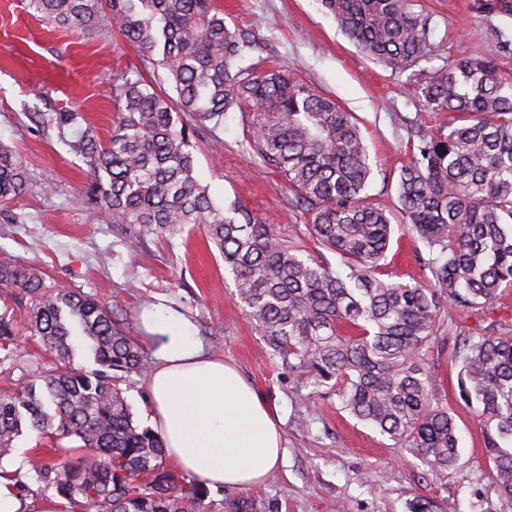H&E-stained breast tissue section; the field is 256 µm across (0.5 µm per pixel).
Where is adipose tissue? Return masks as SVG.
I'll list each match as a JSON object with an SVG mask.
<instances>
[{"instance_id":"obj_1","label":"adipose tissue","mask_w":512,"mask_h":512,"mask_svg":"<svg viewBox=\"0 0 512 512\" xmlns=\"http://www.w3.org/2000/svg\"><path fill=\"white\" fill-rule=\"evenodd\" d=\"M143 342L157 365L152 422L169 458L212 488H253L283 463L281 419L239 371L189 336L174 310H145Z\"/></svg>"}]
</instances>
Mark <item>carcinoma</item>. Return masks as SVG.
<instances>
[{
  "label": "carcinoma",
  "mask_w": 512,
  "mask_h": 512,
  "mask_svg": "<svg viewBox=\"0 0 512 512\" xmlns=\"http://www.w3.org/2000/svg\"><path fill=\"white\" fill-rule=\"evenodd\" d=\"M419 0H322L344 35L389 68L429 55L432 30ZM56 27L100 23L167 73L177 98L133 69L115 84L118 129L101 141L86 129L67 146L87 166V195L132 250L170 240L192 224L232 275L235 297L297 394L334 389L342 409L400 445L437 477L460 452L447 398L427 362L444 304L474 312L512 288V82L493 60L461 58L419 88L426 111L457 125L416 130L417 153L400 169L403 228L428 249L422 282L386 273L394 234L389 210L368 201L372 173L358 122L335 99L281 70L241 66L254 39L228 27L218 0H26ZM232 107L251 115L250 146L293 195V213L340 258H304L244 205L220 207L195 171L191 140ZM73 128L80 112L55 113ZM15 152L0 142V202L27 190ZM0 288L30 298V335L49 354L0 393V458L24 432L50 443L33 470L65 501L63 512H199L206 490L179 489L161 435L133 420L118 382L152 365L124 311L90 294L45 284L33 264L0 263ZM13 321L0 315V350L12 354ZM87 347L89 367L74 363ZM460 398L484 430L495 491L512 501V328L462 335ZM79 442L72 457L58 445Z\"/></svg>",
  "instance_id": "cac0c4a2"
}]
</instances>
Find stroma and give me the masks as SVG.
<instances>
[{"label":"stroma","instance_id":"obj_1","mask_svg":"<svg viewBox=\"0 0 512 512\" xmlns=\"http://www.w3.org/2000/svg\"><path fill=\"white\" fill-rule=\"evenodd\" d=\"M505 2L506 9L488 13L484 0H420L434 29L431 52L391 69L349 41L320 0H221L228 26L258 37L251 64L282 67L354 114L372 166L368 193L392 211L399 208L400 168L418 143L413 124L433 128L450 120L422 107L418 88L429 70L461 57L492 56L512 78V0ZM140 63L139 52L107 28L78 35L32 17L23 0H0V142L19 154L30 177L28 190L6 203L8 216L0 218V262L37 265L47 282L92 294L105 307H122L135 322L154 304L178 310L189 335L233 363L277 410L285 463L261 487L209 491L202 512H226L244 496L256 512H409L419 499L432 500L435 512H512V501L494 491L482 426L459 397L461 364L447 346L434 343L428 363L446 391L460 457L456 468L436 479L411 454H400L395 441L344 412L335 392L295 394L200 231L168 242L150 238L133 252L117 227L100 220L85 196L86 166L63 143L52 115L78 109L94 134L108 140L117 122L113 81ZM35 112L41 120H32ZM248 138L249 116L236 109L219 126H208L195 140L199 179L216 202H241L284 242L323 255L307 231V217L292 213L282 178L264 166ZM215 139L223 149L211 150ZM419 246L410 235H395L387 267L394 279L425 277L415 260ZM27 307L20 291H0V311L8 310L16 328L9 364L17 373L43 353L26 328ZM445 318L441 333L451 338L511 322L512 288L487 311L449 306Z\"/></svg>","mask_w":512,"mask_h":512}]
</instances>
